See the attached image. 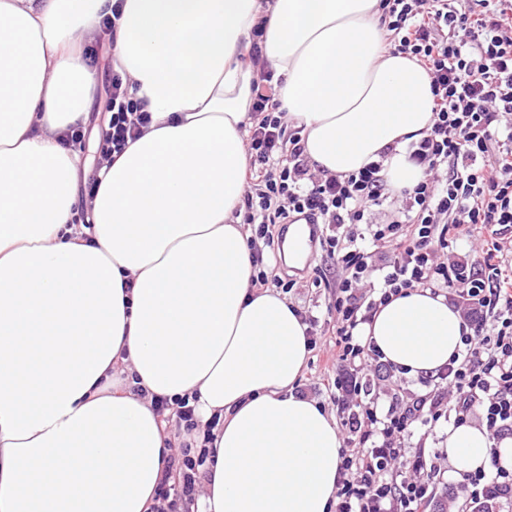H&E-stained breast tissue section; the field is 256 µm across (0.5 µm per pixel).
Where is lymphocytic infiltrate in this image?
Here are the masks:
<instances>
[{"label":"lymphocytic infiltrate","mask_w":512,"mask_h":512,"mask_svg":"<svg viewBox=\"0 0 512 512\" xmlns=\"http://www.w3.org/2000/svg\"><path fill=\"white\" fill-rule=\"evenodd\" d=\"M379 8L393 53L415 57L431 79L432 128L407 147L422 179L397 191L379 161L349 175L313 169L276 101L258 26L247 51L258 80L243 222L251 228L252 285L295 286L269 277L264 261L280 224L318 225L319 247L336 269L326 318L300 313L309 345L327 329L336 337L332 371L322 379L346 443L334 512H432L441 469L428 464L425 446H409V437L443 418L462 424L476 412L493 437L512 434V252L502 245L512 229V0H379ZM105 91L110 117L100 156L107 159L123 153L152 115L120 72H112ZM387 203L391 214L377 222ZM472 240L480 244L477 264L453 259L457 246ZM410 288L451 297L463 347L426 393L407 400L390 388L379 396L367 374L380 353L363 342L360 328ZM151 402L185 435L170 453L151 512H194L214 434L200 430L189 397ZM461 485L469 494L457 512L512 503V471L499 463L464 475Z\"/></svg>","instance_id":"lymphocytic-infiltrate-1"}]
</instances>
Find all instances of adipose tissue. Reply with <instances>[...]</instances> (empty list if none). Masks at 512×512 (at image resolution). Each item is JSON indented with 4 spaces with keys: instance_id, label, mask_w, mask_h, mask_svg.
Returning <instances> with one entry per match:
<instances>
[{
    "instance_id": "1",
    "label": "adipose tissue",
    "mask_w": 512,
    "mask_h": 512,
    "mask_svg": "<svg viewBox=\"0 0 512 512\" xmlns=\"http://www.w3.org/2000/svg\"><path fill=\"white\" fill-rule=\"evenodd\" d=\"M114 2L0 0V512H149L170 440L153 394L220 419L198 512H329L342 435L295 391L306 326L252 286L235 215L257 78L238 56L264 22L311 163L379 160L397 190L422 177L407 147L433 124L430 77L391 53L379 0H122L112 58L153 121L104 162L88 230L60 140L86 121L97 73L80 45ZM361 334L411 376L462 346L459 312L422 288ZM445 451L453 478L512 467V437L470 423Z\"/></svg>"
}]
</instances>
